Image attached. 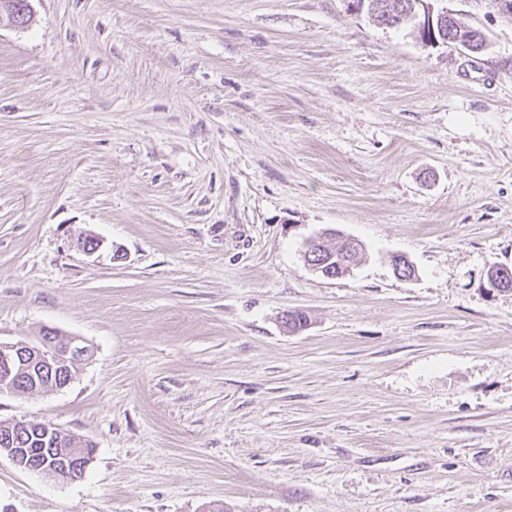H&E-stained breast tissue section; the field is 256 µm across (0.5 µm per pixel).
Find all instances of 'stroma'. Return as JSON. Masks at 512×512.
<instances>
[{
    "instance_id": "35a3bbf8",
    "label": "stroma",
    "mask_w": 512,
    "mask_h": 512,
    "mask_svg": "<svg viewBox=\"0 0 512 512\" xmlns=\"http://www.w3.org/2000/svg\"><path fill=\"white\" fill-rule=\"evenodd\" d=\"M32 5L0 27V341L91 355L0 421L94 450L76 480L0 456V512H512V290L487 280L512 13L448 0L487 37L468 55L356 0ZM327 229L364 244L352 275L304 263Z\"/></svg>"
}]
</instances>
